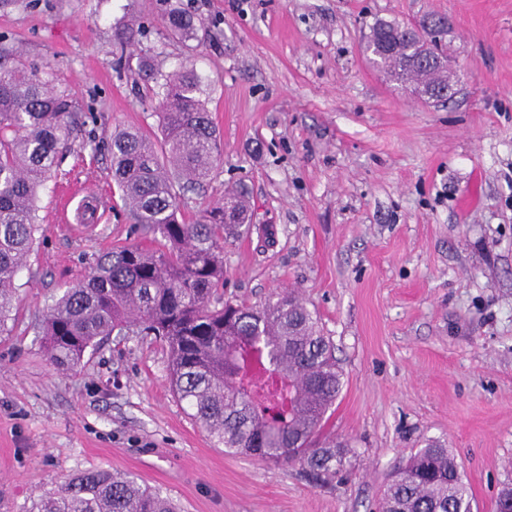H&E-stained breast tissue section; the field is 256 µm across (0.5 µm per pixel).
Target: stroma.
Instances as JSON below:
<instances>
[{
    "mask_svg": "<svg viewBox=\"0 0 512 512\" xmlns=\"http://www.w3.org/2000/svg\"><path fill=\"white\" fill-rule=\"evenodd\" d=\"M190 15L184 42L168 9ZM452 22L456 95L428 103L374 68L379 19ZM128 16L146 37L120 48ZM0 43L51 61L92 117L39 193L40 229L0 335V512L103 468L182 512H378L411 452L448 448L473 512L512 484V0H0ZM200 79L222 142L186 217L244 186L253 228L224 246V297L294 292L330 336L344 386L321 430L354 452L346 478L225 453L169 384L151 336L106 341L74 370L46 360L38 314L136 226L112 181L116 128L157 131L139 61ZM89 186L109 206L86 229L54 221Z\"/></svg>",
    "mask_w": 512,
    "mask_h": 512,
    "instance_id": "1",
    "label": "stroma"
}]
</instances>
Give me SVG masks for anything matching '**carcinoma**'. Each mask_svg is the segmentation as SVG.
<instances>
[{
	"instance_id": "obj_1",
	"label": "carcinoma",
	"mask_w": 512,
	"mask_h": 512,
	"mask_svg": "<svg viewBox=\"0 0 512 512\" xmlns=\"http://www.w3.org/2000/svg\"><path fill=\"white\" fill-rule=\"evenodd\" d=\"M167 23L194 37L190 17L173 9ZM393 20L372 25L368 45L395 80L448 87L446 30H423L380 42ZM142 27L116 28L132 46ZM158 88L161 135L138 128L112 132V181L143 243L99 255L84 277L41 312L47 361L62 371L116 334L155 336L168 347L171 384L217 445L276 465L300 464L319 486L347 471L350 449L314 442L344 386L329 337L292 292L261 305L224 301V243L249 223L244 197L229 193L194 221L180 212V192L207 182L221 139L191 70L142 68ZM86 117L58 82L53 65L0 45V335L13 320L15 279L38 232L36 200L59 153ZM29 512H178L169 497L130 475L85 471L46 491ZM381 512H473L470 487L448 449L431 444L386 483Z\"/></svg>"
}]
</instances>
